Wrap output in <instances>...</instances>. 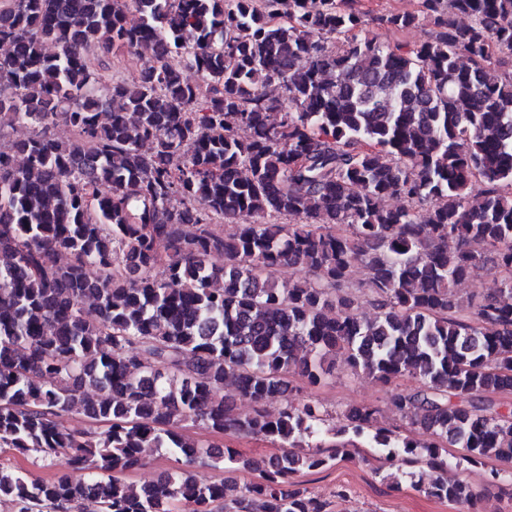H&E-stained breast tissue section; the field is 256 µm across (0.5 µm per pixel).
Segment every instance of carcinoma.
Here are the masks:
<instances>
[{"mask_svg":"<svg viewBox=\"0 0 512 512\" xmlns=\"http://www.w3.org/2000/svg\"><path fill=\"white\" fill-rule=\"evenodd\" d=\"M422 13L439 31L412 47L367 33ZM145 46L157 65L98 96L95 60ZM502 54L512 0L373 17L348 0H0V138L34 127L0 143V452L62 454L70 468L47 481L0 467V507L328 512L288 477L326 466L329 440L367 443L384 465L412 456L435 470L419 491L474 505L446 448L512 463V404L498 398L512 394V72L491 73ZM60 120L74 141L52 135ZM226 222L232 232L215 230ZM285 265L298 276L279 286L269 271ZM361 267L370 313L353 291ZM485 269L499 288L459 296ZM336 352L384 385L414 380L389 401L430 441L378 425L373 405L327 428L291 398ZM228 382L252 412L235 411ZM73 413L92 426L66 428ZM189 424L283 452L256 482H207L193 469L239 458ZM151 448L182 467L136 489L124 476Z\"/></svg>","mask_w":512,"mask_h":512,"instance_id":"obj_1","label":"carcinoma"}]
</instances>
